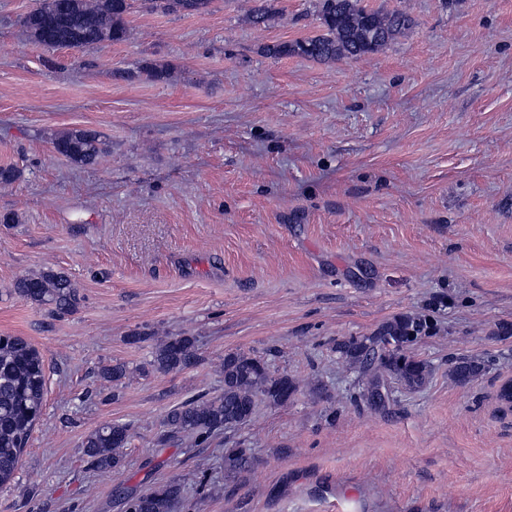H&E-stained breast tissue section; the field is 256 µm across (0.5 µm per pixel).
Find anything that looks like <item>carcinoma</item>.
<instances>
[{
    "label": "carcinoma",
    "instance_id": "obj_1",
    "mask_svg": "<svg viewBox=\"0 0 512 512\" xmlns=\"http://www.w3.org/2000/svg\"><path fill=\"white\" fill-rule=\"evenodd\" d=\"M40 0V6L24 17V25L34 40L55 49L80 50L91 45L119 43L126 35L125 16L129 0ZM153 9L165 14H202L212 0H149ZM253 22L266 26L274 16L273 0H254ZM320 16L325 33L268 45L265 52L274 57L296 55L319 62L344 58L358 59L387 45L407 29L411 18L403 12L383 13L367 9L360 0H321ZM54 151L78 166L96 163L105 141L91 129H72L56 137ZM15 292L34 304H53L68 310L77 301L74 284L61 272L53 270L24 276L15 283ZM421 325L404 317L396 318L368 336L379 353L368 358L359 354L361 341L351 339L336 347L345 366L367 380L368 396L385 387L388 377L416 389L428 380L427 365L403 353ZM398 343L389 350L387 339ZM199 362L196 338L172 336L153 352L150 366L161 372L184 369ZM482 366L474 360L460 361L450 375L460 385L470 383ZM224 391L210 398L192 400L166 418L167 430L159 438L164 444L183 435L204 441L216 432L243 425L251 420L258 401L283 404L297 387L288 375H273L268 364L243 352L224 355L221 364ZM127 375L123 363L101 370L106 382H119ZM46 391V373L39 351L19 336H0V485L13 481L21 455L32 430L40 419ZM130 438L124 424L107 423L89 433L84 441L86 455L98 470L117 467ZM178 483L169 482L148 492H124L128 512H172L181 498Z\"/></svg>",
    "mask_w": 512,
    "mask_h": 512
}]
</instances>
